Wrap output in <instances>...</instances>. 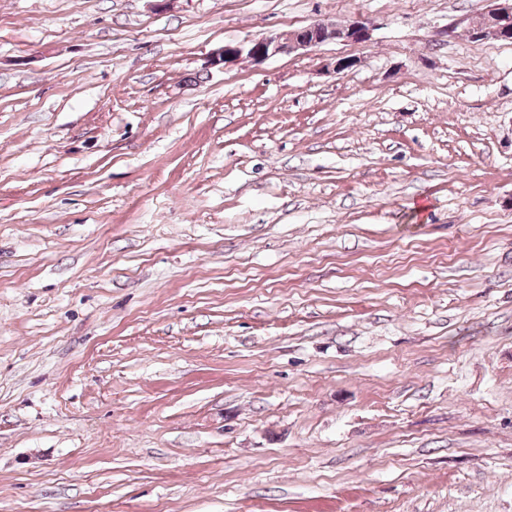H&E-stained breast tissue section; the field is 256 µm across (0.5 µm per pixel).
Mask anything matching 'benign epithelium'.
Segmentation results:
<instances>
[{"instance_id": "7a95c632", "label": "benign epithelium", "mask_w": 512, "mask_h": 512, "mask_svg": "<svg viewBox=\"0 0 512 512\" xmlns=\"http://www.w3.org/2000/svg\"><path fill=\"white\" fill-rule=\"evenodd\" d=\"M492 5L480 14L482 23L472 27V36L485 37L512 33V0H491ZM370 23L357 18L341 27L314 23L286 35H275L254 39L241 46H226L212 54L214 64L229 63L245 54L261 63L280 54L316 47L329 40L364 42L370 36Z\"/></svg>"}]
</instances>
